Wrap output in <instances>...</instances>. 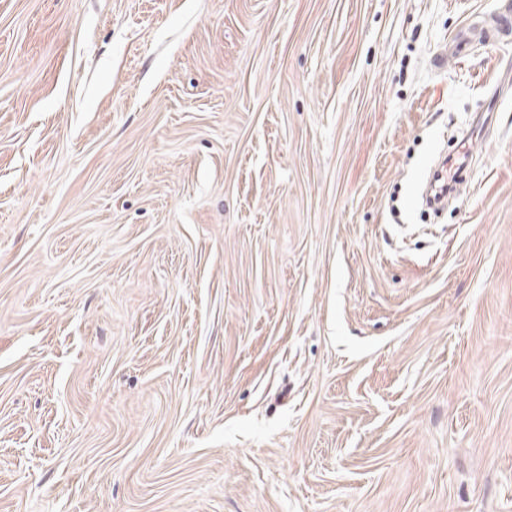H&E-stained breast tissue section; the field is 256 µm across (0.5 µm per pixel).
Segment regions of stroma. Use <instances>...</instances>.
I'll use <instances>...</instances> for the list:
<instances>
[{
    "mask_svg": "<svg viewBox=\"0 0 512 512\" xmlns=\"http://www.w3.org/2000/svg\"><path fill=\"white\" fill-rule=\"evenodd\" d=\"M493 14L0 0V512H512Z\"/></svg>",
    "mask_w": 512,
    "mask_h": 512,
    "instance_id": "obj_1",
    "label": "stroma"
}]
</instances>
